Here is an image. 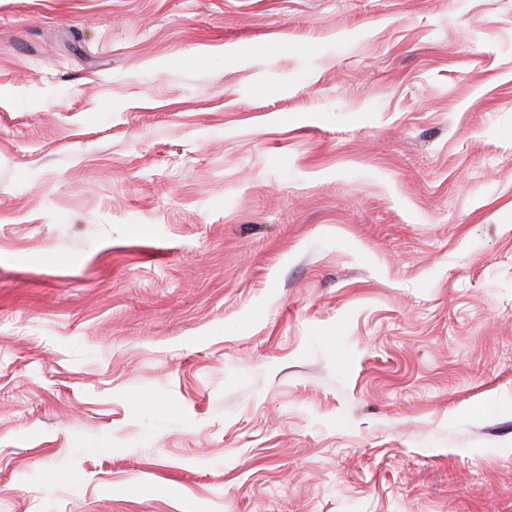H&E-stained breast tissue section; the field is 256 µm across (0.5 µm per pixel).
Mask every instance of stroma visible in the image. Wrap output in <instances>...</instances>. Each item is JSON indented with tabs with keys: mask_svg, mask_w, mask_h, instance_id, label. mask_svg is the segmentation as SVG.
<instances>
[{
	"mask_svg": "<svg viewBox=\"0 0 512 512\" xmlns=\"http://www.w3.org/2000/svg\"><path fill=\"white\" fill-rule=\"evenodd\" d=\"M0 512H512V0H0Z\"/></svg>",
	"mask_w": 512,
	"mask_h": 512,
	"instance_id": "obj_1",
	"label": "stroma"
}]
</instances>
